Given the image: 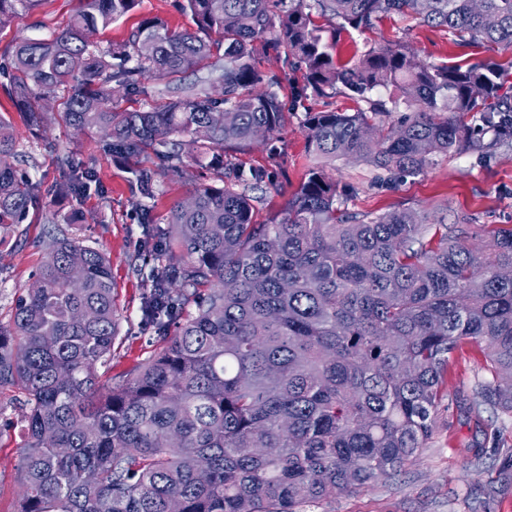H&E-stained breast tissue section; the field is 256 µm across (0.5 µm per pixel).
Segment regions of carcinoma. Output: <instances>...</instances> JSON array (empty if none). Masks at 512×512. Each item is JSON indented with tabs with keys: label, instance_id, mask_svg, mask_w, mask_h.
<instances>
[{
	"label": "carcinoma",
	"instance_id": "cac0c4a2",
	"mask_svg": "<svg viewBox=\"0 0 512 512\" xmlns=\"http://www.w3.org/2000/svg\"><path fill=\"white\" fill-rule=\"evenodd\" d=\"M139 0H86L45 38L16 37L5 91L33 136L54 119L44 101L65 92L64 116L91 128L117 156L151 152L162 167L131 169L143 198L159 178L195 165L220 185L195 189L168 213L180 264L164 238L145 241V309L166 345L98 393V367L118 335L110 259L54 226L44 261L0 323V388L23 396L22 494L17 512H301L338 485L369 486L400 472L435 429L452 357L478 345L493 381L479 404L512 411V226L428 223L391 211L338 210L336 182L308 171L285 217L254 220L262 168L228 160L231 144L274 140L286 123L275 84L260 69L273 50L304 70L298 91L346 93L351 112L308 111L309 149L327 162L365 161L403 177L441 153H491L512 138L505 68L425 63L401 41L341 61L343 32L392 13L413 14L464 43L512 48V0H183L189 26L147 19L118 44L88 40ZM42 0H0V31ZM206 70L194 83L174 81ZM165 101L112 109L114 86ZM224 84L215 98L212 83ZM377 87L389 102L374 100ZM406 111L398 121L393 112ZM471 120L448 118V113ZM19 141L0 117V224H19L41 182L17 170ZM57 198L96 181L89 166L56 157ZM173 336H167L170 324Z\"/></svg>",
	"mask_w": 512,
	"mask_h": 512
}]
</instances>
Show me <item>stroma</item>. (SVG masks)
Returning <instances> with one entry per match:
<instances>
[{
  "mask_svg": "<svg viewBox=\"0 0 512 512\" xmlns=\"http://www.w3.org/2000/svg\"><path fill=\"white\" fill-rule=\"evenodd\" d=\"M77 5L78 0H43L34 14L0 31V52L19 36H49ZM154 17L174 29L189 24L177 0H140L133 12L98 34L97 40L104 45L122 41L142 20ZM396 40L406 41L418 59L429 64L493 61L505 68L512 66V49L484 43L460 45L441 29L399 15L385 18L376 30L342 34L334 55L345 61L371 46ZM261 69L280 81L276 91L287 114L279 134L280 153L270 155L268 145L256 144L229 149L228 154L242 168L271 171L273 182L263 190L256 210L257 222L266 223L284 218L308 170L321 164L309 151L302 128L306 111L349 112L354 103L342 93L295 100L293 88L303 83L301 70L273 55L263 59ZM0 115L10 121L21 142L22 169L43 187H50L60 176L56 163L60 152L71 156L76 165L93 163L100 182L99 189L77 200L44 195L23 223L0 226V321L9 320L19 288L31 280L43 260L46 211L64 214L79 209L83 221L69 225V232L106 252L112 263L121 323L112 361L100 367L99 373L105 380L119 379L164 345L144 320L146 283L135 271L133 258L143 247L146 231L165 230L170 209L215 178L193 166L183 179L163 177L158 195L148 202L154 222L147 226L141 222L130 188V161L105 151L97 131H78L60 119L52 124L46 139L32 137L22 115L1 90ZM324 167L341 192L339 208L351 212L376 215L410 209L433 219L445 218L450 224L468 218L476 224L512 225L511 143L484 157L468 152L440 155L424 173L401 179L363 161L342 159ZM492 379L481 352L464 345L448 376V394L438 409L434 433L405 463L401 475L352 491H334L303 512H512V412L486 405L478 413L469 411L479 385ZM14 398V392L0 391V512H15L22 483L18 444L23 414Z\"/></svg>",
  "mask_w": 512,
  "mask_h": 512,
  "instance_id": "35a3bbf8",
  "label": "stroma"
}]
</instances>
